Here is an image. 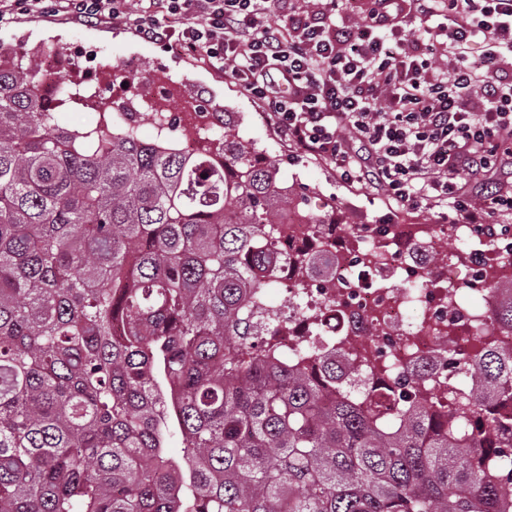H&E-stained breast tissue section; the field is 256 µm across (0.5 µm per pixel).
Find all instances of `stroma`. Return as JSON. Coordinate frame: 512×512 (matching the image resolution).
Listing matches in <instances>:
<instances>
[{"label": "stroma", "instance_id": "35a3bbf8", "mask_svg": "<svg viewBox=\"0 0 512 512\" xmlns=\"http://www.w3.org/2000/svg\"><path fill=\"white\" fill-rule=\"evenodd\" d=\"M0 39L24 52L43 44L60 45L71 66L98 71L102 92L107 97L122 88L136 92L142 83L159 91L175 87L184 97L203 99L213 111L225 114L227 120L236 124L245 139L279 160L282 176L306 194L311 211L324 212L328 202H336L339 223L433 224L437 221L436 211L406 210L370 186L342 184L333 165L296 153L271 125L261 123L260 105L223 72L202 60L143 42L125 27L28 22L0 26ZM130 63L136 66V76L134 83L127 85L122 78L113 77L112 70Z\"/></svg>", "mask_w": 512, "mask_h": 512}]
</instances>
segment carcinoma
<instances>
[{
    "mask_svg": "<svg viewBox=\"0 0 512 512\" xmlns=\"http://www.w3.org/2000/svg\"><path fill=\"white\" fill-rule=\"evenodd\" d=\"M39 79L0 43V512H512L511 354L446 410L257 345L269 277L330 271L332 213L231 126L192 156L71 130ZM290 211L313 236L283 252Z\"/></svg>",
    "mask_w": 512,
    "mask_h": 512,
    "instance_id": "carcinoma-1",
    "label": "carcinoma"
}]
</instances>
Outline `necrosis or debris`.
<instances>
[{
    "instance_id": "1",
    "label": "necrosis or debris",
    "mask_w": 512,
    "mask_h": 512,
    "mask_svg": "<svg viewBox=\"0 0 512 512\" xmlns=\"http://www.w3.org/2000/svg\"><path fill=\"white\" fill-rule=\"evenodd\" d=\"M41 94L56 99L58 72L68 71V88L88 96L98 92L92 72L70 70L66 55L49 51L43 57ZM142 107L153 121L172 123L166 139L175 151L194 155L208 146L221 124L202 101L185 102L140 91ZM457 240L456 250L442 261L432 256L442 236ZM336 256V288L316 283L297 288L287 270L276 278L293 309L282 342L288 354L303 359L317 347L341 354L357 371L362 391L407 383L411 399L447 396L466 390L463 362L492 343L512 353V332L500 330L497 317L502 297L494 286L512 282V233L488 236L469 224H348L337 226L332 241ZM479 276V289L465 288L460 268ZM452 342L456 354L439 351Z\"/></svg>"
}]
</instances>
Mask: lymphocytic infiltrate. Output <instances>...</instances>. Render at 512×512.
I'll list each match as a JSON object with an SVG mask.
<instances>
[{"label":"lymphocytic infiltrate","instance_id":"1","mask_svg":"<svg viewBox=\"0 0 512 512\" xmlns=\"http://www.w3.org/2000/svg\"><path fill=\"white\" fill-rule=\"evenodd\" d=\"M0 0V25H125L206 58L260 101L301 153L400 207L457 224L512 212V0ZM453 57L450 77L435 60Z\"/></svg>","mask_w":512,"mask_h":512}]
</instances>
